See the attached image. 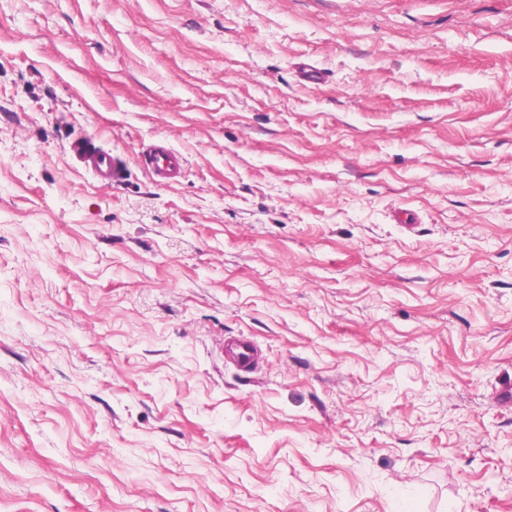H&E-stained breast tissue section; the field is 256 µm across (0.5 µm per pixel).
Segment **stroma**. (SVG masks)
<instances>
[{"label":"stroma","mask_w":512,"mask_h":512,"mask_svg":"<svg viewBox=\"0 0 512 512\" xmlns=\"http://www.w3.org/2000/svg\"><path fill=\"white\" fill-rule=\"evenodd\" d=\"M511 392L512 0H0V512H512ZM72 150L84 154L85 169L93 173L101 186L108 187L120 181L123 169L112 152L97 148L92 152L84 153L83 147L77 144L72 147ZM149 171L153 178L164 181L175 176L182 167V156L173 150L156 147L148 155ZM230 359L240 370L250 371L257 363L254 344L247 339H240Z\"/></svg>","instance_id":"obj_1"}]
</instances>
